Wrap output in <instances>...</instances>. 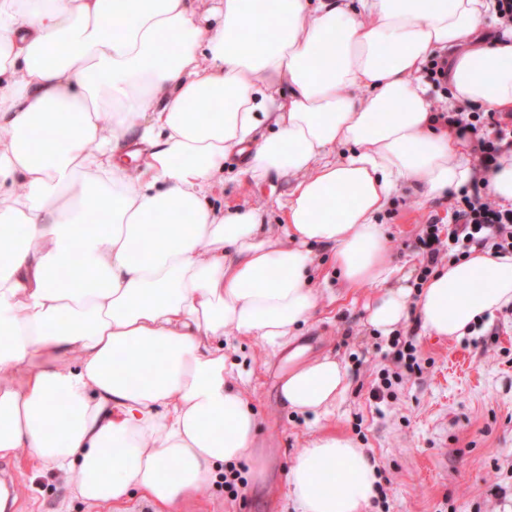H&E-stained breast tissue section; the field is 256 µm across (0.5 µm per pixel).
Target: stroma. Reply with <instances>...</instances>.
<instances>
[{"label":"stroma","mask_w":512,"mask_h":512,"mask_svg":"<svg viewBox=\"0 0 512 512\" xmlns=\"http://www.w3.org/2000/svg\"><path fill=\"white\" fill-rule=\"evenodd\" d=\"M232 175L216 186L210 202L217 207L246 204L262 208L268 223H280L277 196L290 188L287 179L256 187L236 179L243 160L229 162ZM450 199L424 200L407 184L399 186L380 217L390 257L402 266L405 287L415 288L420 272L415 245L428 219L447 223ZM310 276L322 293L315 316L298 332L296 343L309 356H336L348 370L346 392L319 422L285 407L279 395L281 355L260 338L230 336L224 356L230 381L244 391L253 408L258 437L272 456L265 481L251 480V466L236 462L248 480L242 493L216 484L200 502H183L169 512H289L284 469L309 441L324 431L349 436L368 449L380 472L387 499L367 512H512V314L501 312L461 338L416 332L414 318L399 332L414 331L421 370L394 380L379 401L371 389L384 371L389 337L365 319L364 303L372 286L341 287L328 248H313ZM9 469L17 502L6 512H94L72 497L60 478L34 469L27 449L0 459Z\"/></svg>","instance_id":"1"}]
</instances>
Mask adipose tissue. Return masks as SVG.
<instances>
[{
  "mask_svg": "<svg viewBox=\"0 0 512 512\" xmlns=\"http://www.w3.org/2000/svg\"><path fill=\"white\" fill-rule=\"evenodd\" d=\"M493 0H0V458L27 449L72 496L168 512L227 462L269 459L224 335L288 349L320 306L308 269L331 248L368 322L466 335L512 308V254L473 249L418 294L377 218L398 186L428 199L474 182L467 143L435 119L421 74L449 53L459 103L512 108V29ZM292 187L284 222L217 209L224 162ZM348 198H338L339 190ZM149 242L139 252L135 242ZM79 262L85 280L55 279ZM348 386L332 356L294 352L286 407L322 416ZM367 449L323 434L287 474L295 512H365Z\"/></svg>",
  "mask_w": 512,
  "mask_h": 512,
  "instance_id": "obj_1",
  "label": "adipose tissue"
}]
</instances>
